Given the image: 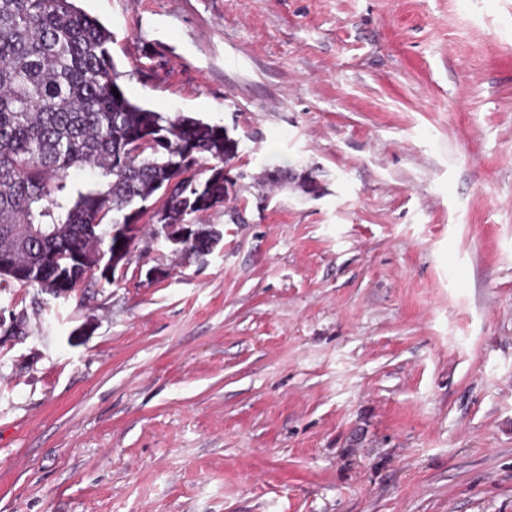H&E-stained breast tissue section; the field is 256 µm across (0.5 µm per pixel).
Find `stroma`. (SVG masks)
Masks as SVG:
<instances>
[{
    "mask_svg": "<svg viewBox=\"0 0 512 512\" xmlns=\"http://www.w3.org/2000/svg\"><path fill=\"white\" fill-rule=\"evenodd\" d=\"M77 5L240 179L205 263L0 288V512H512V0Z\"/></svg>",
    "mask_w": 512,
    "mask_h": 512,
    "instance_id": "1",
    "label": "stroma"
}]
</instances>
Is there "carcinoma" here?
I'll use <instances>...</instances> for the list:
<instances>
[{
  "label": "carcinoma",
  "mask_w": 512,
  "mask_h": 512,
  "mask_svg": "<svg viewBox=\"0 0 512 512\" xmlns=\"http://www.w3.org/2000/svg\"><path fill=\"white\" fill-rule=\"evenodd\" d=\"M112 32L75 0H0V280L50 284L66 297L87 280L80 257L116 248L109 225L189 224L224 205V163L237 142L226 128L133 103L119 83ZM120 97H115V94ZM215 161L187 173L188 163ZM90 167L97 179L72 182ZM172 192L148 210L159 188ZM174 251L197 261L223 234L194 225Z\"/></svg>",
  "instance_id": "1"
}]
</instances>
